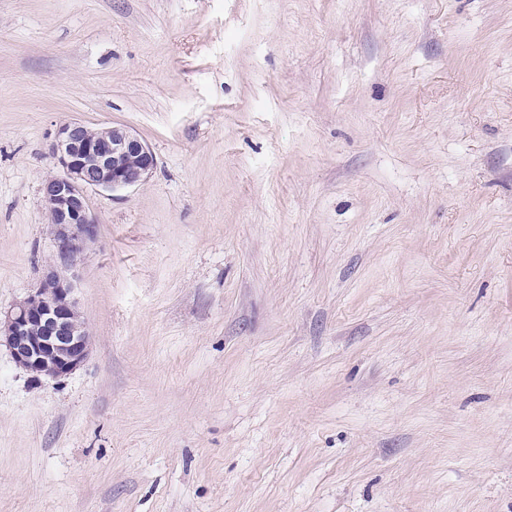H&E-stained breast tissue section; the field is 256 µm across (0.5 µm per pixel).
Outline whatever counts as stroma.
Returning <instances> with one entry per match:
<instances>
[{"label":"stroma","instance_id":"35a3bbf8","mask_svg":"<svg viewBox=\"0 0 512 512\" xmlns=\"http://www.w3.org/2000/svg\"><path fill=\"white\" fill-rule=\"evenodd\" d=\"M91 189L86 361L0 346V512H512V0H0V310ZM51 153L60 173L45 180L42 195L54 226L56 259L35 292L5 314L0 311V344L8 346L19 367L59 378L80 367L91 346L68 276L96 236L98 223L86 190L134 185L154 169L156 160L129 130L110 126L91 134L78 121L60 125ZM130 156L139 159L136 167L128 166Z\"/></svg>","mask_w":512,"mask_h":512}]
</instances>
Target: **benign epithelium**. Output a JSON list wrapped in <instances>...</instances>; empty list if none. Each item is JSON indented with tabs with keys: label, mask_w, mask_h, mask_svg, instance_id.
I'll use <instances>...</instances> for the list:
<instances>
[{
	"label": "benign epithelium",
	"mask_w": 512,
	"mask_h": 512,
	"mask_svg": "<svg viewBox=\"0 0 512 512\" xmlns=\"http://www.w3.org/2000/svg\"><path fill=\"white\" fill-rule=\"evenodd\" d=\"M51 153L60 173L45 180L42 195L54 226L56 259L35 292L0 313V343L8 346L19 367L59 378L80 367L90 352V338L68 276L96 236V219L86 190L129 187L146 177L156 160L129 130L110 126L91 134L78 121L60 125ZM131 156L139 159L135 167L128 166Z\"/></svg>",
	"instance_id": "obj_1"
}]
</instances>
